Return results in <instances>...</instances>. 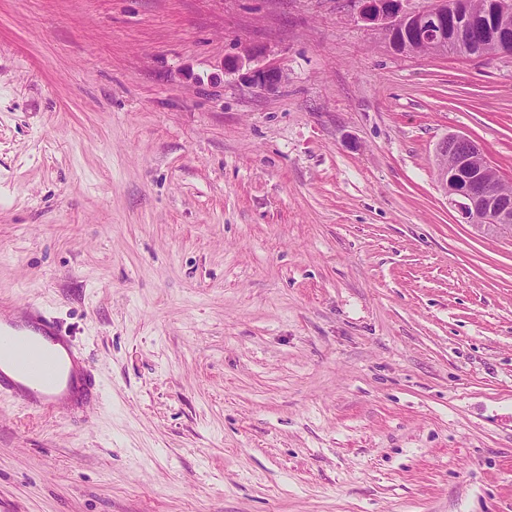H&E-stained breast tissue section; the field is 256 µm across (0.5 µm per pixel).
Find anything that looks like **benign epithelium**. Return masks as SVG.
I'll return each mask as SVG.
<instances>
[{
  "mask_svg": "<svg viewBox=\"0 0 512 512\" xmlns=\"http://www.w3.org/2000/svg\"><path fill=\"white\" fill-rule=\"evenodd\" d=\"M362 18L381 30L392 50L400 55L446 54L448 47L469 40L470 56L485 59L512 53V0H484L475 16L460 0H435L423 10L409 11L403 0H362ZM253 55L246 49L228 68H248L246 80L253 88L272 90L286 80L277 67H250ZM436 170L448 205L466 224L512 232V193L498 190L496 172L484 149L466 135L449 134L437 145Z\"/></svg>",
  "mask_w": 512,
  "mask_h": 512,
  "instance_id": "benign-epithelium-1",
  "label": "benign epithelium"
}]
</instances>
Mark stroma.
I'll list each match as a JSON object with an SVG mask.
<instances>
[{
  "label": "stroma",
  "mask_w": 512,
  "mask_h": 512,
  "mask_svg": "<svg viewBox=\"0 0 512 512\" xmlns=\"http://www.w3.org/2000/svg\"><path fill=\"white\" fill-rule=\"evenodd\" d=\"M450 133L512 186V57L357 0H0V306L102 383L0 397V512H512V235L449 207ZM253 61V55L250 50L244 49L241 54L234 57L229 63L228 68L234 71H240L244 67L248 66L246 73V80L249 85L254 88L261 90H272L283 84L286 80L284 70L277 67H250V63Z\"/></svg>",
  "instance_id": "35a3bbf8"
}]
</instances>
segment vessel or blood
Listing matches in <instances>:
<instances>
[{"instance_id":"b4317fda","label":"vessel or blood","mask_w":512,"mask_h":512,"mask_svg":"<svg viewBox=\"0 0 512 512\" xmlns=\"http://www.w3.org/2000/svg\"><path fill=\"white\" fill-rule=\"evenodd\" d=\"M97 394L71 332L54 317L35 307L0 311V396L38 415L58 407L82 412Z\"/></svg>"}]
</instances>
